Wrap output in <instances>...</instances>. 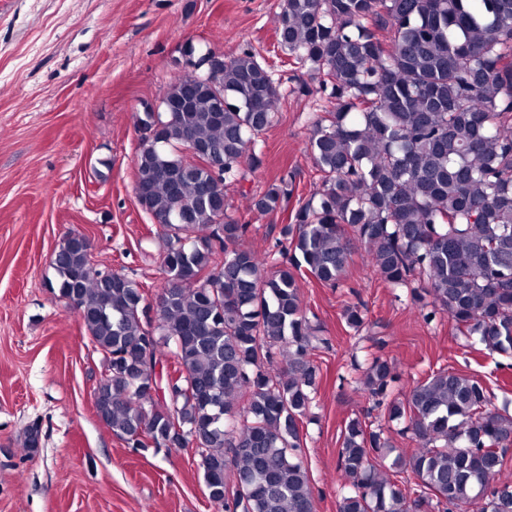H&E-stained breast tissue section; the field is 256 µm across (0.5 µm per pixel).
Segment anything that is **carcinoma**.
<instances>
[{"mask_svg":"<svg viewBox=\"0 0 512 512\" xmlns=\"http://www.w3.org/2000/svg\"><path fill=\"white\" fill-rule=\"evenodd\" d=\"M275 35L336 100L312 123L318 199L298 205L277 255L243 247L248 225L226 214L225 184L261 165L256 138L282 97L248 48L191 91L192 75L176 76L164 116L138 119L136 194L167 232L161 338L140 284L97 269L79 233L55 252L49 283L107 363L99 418L133 448H195L220 512H315L299 423L318 370L293 270L336 286L348 232L386 283L432 306L425 321L443 313L455 332L512 356V0H281ZM293 185L282 176L254 210L286 209ZM281 343L292 350L275 366ZM168 355L173 374L148 398ZM393 381L379 355L360 378L379 404ZM388 417L419 444L392 462L406 486L375 477L392 447L352 418L337 512H468L476 501L512 512V486L497 483L512 415L483 382L437 371L390 401Z\"/></svg>","mask_w":512,"mask_h":512,"instance_id":"1","label":"carcinoma"}]
</instances>
